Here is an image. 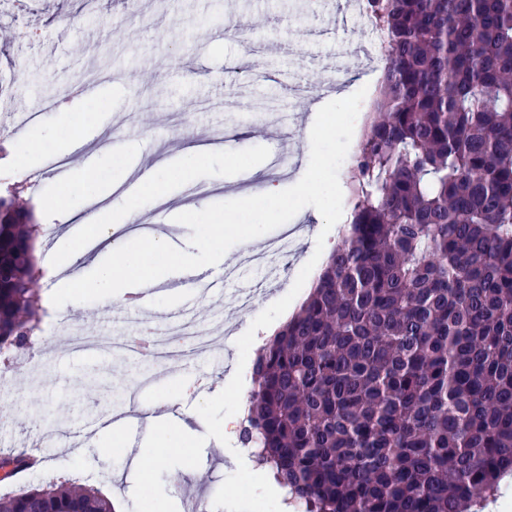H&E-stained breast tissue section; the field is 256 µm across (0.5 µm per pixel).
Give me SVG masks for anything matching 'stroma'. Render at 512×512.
<instances>
[{
	"label": "stroma",
	"mask_w": 512,
	"mask_h": 512,
	"mask_svg": "<svg viewBox=\"0 0 512 512\" xmlns=\"http://www.w3.org/2000/svg\"><path fill=\"white\" fill-rule=\"evenodd\" d=\"M354 0H0V27L12 39L0 45L1 101L28 112L34 99L74 94L87 81L97 89L70 120L57 110L37 112L22 128L0 127V139L17 146L11 167H26L24 182L37 208L64 203L81 211L84 201L57 176L55 161L72 138L81 156L70 169H91L95 186L120 197L150 182L169 185L162 204L148 193L131 199L134 223L168 235L174 246L189 243L190 228L168 219L173 209L199 211L209 205L256 194L252 164L266 166L269 178L291 187L307 169L310 143L304 130L314 106L376 91L381 62L372 54L375 34ZM250 25L249 43L226 37L219 18ZM350 60L346 78L333 74L338 60ZM151 125H143V116ZM49 130L38 147L28 145L34 128ZM210 154L189 159L194 145ZM164 161L166 170L141 174L143 161ZM314 207L295 215L288 253L280 256V277L266 283L264 270L242 263V238L225 237L221 246L233 272L221 293L181 280L160 283L152 301L181 310L205 331L214 348L207 355L180 358L161 370L109 350L70 351L66 338L80 326V311L92 310L87 324L96 333L134 332L139 321L127 303L81 293L59 333L38 348L23 370H0V407L16 414L0 424V454L43 457L41 468L23 481L0 479V496L48 482L62 469L89 473L112 499L116 512H132L134 459L142 446L114 447L99 434L84 446L65 441L85 418L103 412L126 417L130 410L156 406L160 416L205 433L195 407L205 392L233 377L237 339L268 306L284 297L310 260L323 223ZM248 458L205 442L195 472L176 467L163 473L165 489L181 498L198 495L211 512H280L279 501L250 474Z\"/></svg>",
	"instance_id": "35a3bbf8"
}]
</instances>
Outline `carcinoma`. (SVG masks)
Here are the masks:
<instances>
[{
    "instance_id": "obj_1",
    "label": "carcinoma",
    "mask_w": 512,
    "mask_h": 512,
    "mask_svg": "<svg viewBox=\"0 0 512 512\" xmlns=\"http://www.w3.org/2000/svg\"><path fill=\"white\" fill-rule=\"evenodd\" d=\"M388 33L353 216L258 354L242 445L307 512H462L512 469V0H371ZM0 193V355L45 314L33 214ZM0 512H114L94 486Z\"/></svg>"
}]
</instances>
